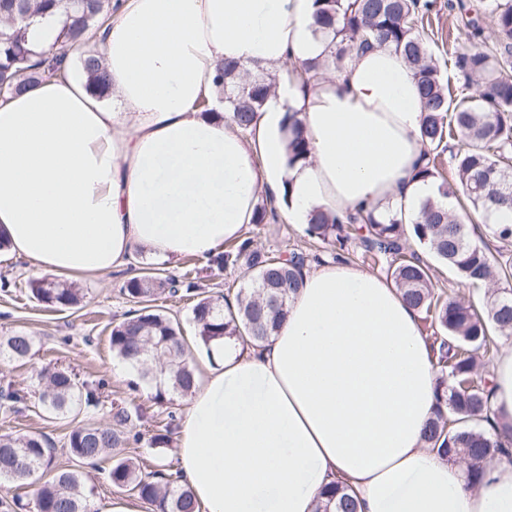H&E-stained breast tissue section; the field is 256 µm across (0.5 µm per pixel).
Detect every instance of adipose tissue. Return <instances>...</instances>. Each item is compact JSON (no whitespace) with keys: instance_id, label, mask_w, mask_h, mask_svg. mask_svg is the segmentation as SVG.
<instances>
[{"instance_id":"1","label":"adipose tissue","mask_w":512,"mask_h":512,"mask_svg":"<svg viewBox=\"0 0 512 512\" xmlns=\"http://www.w3.org/2000/svg\"><path fill=\"white\" fill-rule=\"evenodd\" d=\"M317 10L316 0H123L86 49L61 43L60 16L37 19L34 49L69 63L93 51L110 89L52 78L0 101V250L68 276L206 261L263 198L299 226L318 209L415 220L435 187L417 174L424 106L394 48L354 50L304 90L279 82L247 132L210 83L224 61L273 73L330 59L337 41ZM290 112L310 143L293 165ZM490 372L498 420L512 424V344ZM436 376L399 290L325 262L305 271L262 346L213 343L181 422L182 479L200 512H315L339 477L361 512H512V463L488 461L473 487L464 466L425 445Z\"/></svg>"}]
</instances>
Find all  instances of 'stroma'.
Here are the masks:
<instances>
[{
    "instance_id": "obj_1",
    "label": "stroma",
    "mask_w": 512,
    "mask_h": 512,
    "mask_svg": "<svg viewBox=\"0 0 512 512\" xmlns=\"http://www.w3.org/2000/svg\"><path fill=\"white\" fill-rule=\"evenodd\" d=\"M434 2L433 11L424 19L425 36L451 95L456 96L460 94L465 78L453 68L452 56L493 44L494 28L491 20H484L483 41L472 40L458 10L451 8V0ZM250 231L256 247L276 253L295 250L325 259L334 257L340 251L330 243L310 239L305 229L289 224L282 217L265 224L251 225ZM141 266V261L136 260L128 269L78 278L77 286L84 288L87 294L85 301L70 309H58L42 304L33 297L29 283L36 279L37 274L27 262L12 258L0 260V336L24 330L36 338L35 353L25 364L0 361V379L26 387L34 384L39 370L58 363L69 367L79 377L103 381L107 394L106 401L97 408L84 409L76 416L61 420L50 418L37 399H30L28 408L22 412L7 414L0 411V434H47L55 446V464L80 470L86 486L94 490L98 512H105L111 501L120 498L121 493L103 478L104 470L111 464L110 459H102L97 466L91 467L78 464L71 457L67 435L74 426L86 422L110 423L113 404H139L144 413L141 431L145 441L127 445L126 454L148 459L162 469L178 466L179 424H170L167 445L160 448L148 446V437L154 435L159 426L168 424L167 410L146 397L141 389L135 388V376L125 373L121 360L116 357L110 344L113 326L130 307L121 287L129 278L131 269ZM169 273L176 277L190 274L200 290L230 300L245 285L243 271L228 269L220 272L190 256L171 267Z\"/></svg>"
}]
</instances>
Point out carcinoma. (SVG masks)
Segmentation results:
<instances>
[{
  "label": "carcinoma",
  "mask_w": 512,
  "mask_h": 512,
  "mask_svg": "<svg viewBox=\"0 0 512 512\" xmlns=\"http://www.w3.org/2000/svg\"><path fill=\"white\" fill-rule=\"evenodd\" d=\"M316 23L339 38L332 64L343 69L345 58L355 48L391 46L401 53L412 69L424 100L421 126L425 165L422 179L438 183L440 199L427 200L421 215L410 225L396 214L380 220L374 212L358 211L343 216L317 211L306 232L345 247L359 241L364 254L387 264L390 277L404 299L424 315L433 331L432 346L437 354L438 378L433 417L424 431V441L446 462L467 463L468 482L476 485L484 476L483 462L490 456H512V425L487 431L492 424L490 374L486 362L499 351L500 341L512 338V289L499 288L482 307L449 299L433 287L431 268L412 251L404 252L403 239L411 236L462 283L472 286L495 278L496 271L487 238L512 243V225L488 224V236L471 238L461 215L488 214L512 206V0H490L496 46L457 55L455 67L466 81L477 77L475 93L448 97V88L432 61L423 32L419 29L433 7V0H317ZM457 9L469 36L482 35L481 18H470V4L457 0ZM49 12L62 15L61 42L87 45L112 15V0H0V100L6 101L29 86L64 75L62 59L32 49L27 30L35 18ZM96 93L109 90L101 60L89 55L82 60ZM248 69L237 62L218 67L214 83L224 94L233 120L244 132L252 127L271 88L262 77L244 78ZM292 162L307 159L309 145L296 113L288 114ZM458 139L457 146L449 141ZM449 154L456 179L442 178L438 159ZM220 270L240 268L248 285L238 291L235 303L205 295L192 281L165 276L157 268H146L127 279L122 292L132 308L111 333L113 352L124 361L137 364L141 377L152 373L150 362L164 360L169 366L168 383L160 386L153 400L174 405L193 388L195 363L182 336L180 322L156 308L159 298L195 297L192 320L204 346L234 338L257 346L271 336L288 314V300L303 286L306 257L297 252L274 256L253 245L249 237L224 245V251L210 260ZM30 290L39 302L55 308H72L86 298L71 284L33 280ZM34 348V337L25 331L0 336V360L26 362ZM39 390L41 406L56 417H67L81 408L100 404L102 382H89L63 366L44 376ZM28 392L13 381L0 385V408L15 410L27 402ZM142 419L138 405L112 408V423H84L68 436L70 452L82 464H95L112 454L105 471L108 484L129 492L155 508V512H198L191 490L180 477L161 470L145 471L140 461L124 456L123 448L139 442L141 434L131 433ZM46 477L29 512H97L93 491L86 490L81 474L53 466V443L42 433L0 436V480L25 484L37 475ZM359 502L349 485L336 481L325 492L316 512H358Z\"/></svg>",
  "instance_id": "obj_1"
}]
</instances>
